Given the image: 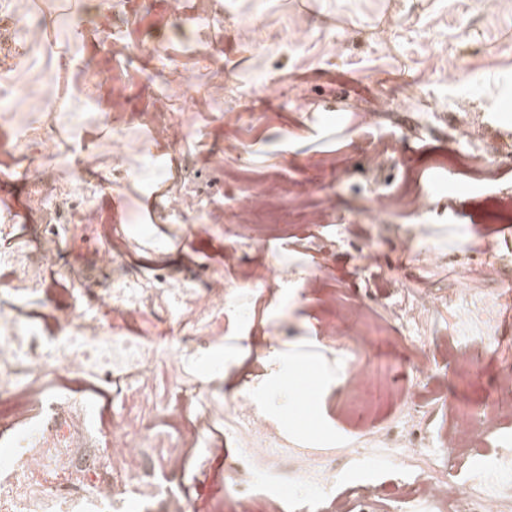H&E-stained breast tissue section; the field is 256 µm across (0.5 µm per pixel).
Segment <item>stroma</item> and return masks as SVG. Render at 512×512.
Returning a JSON list of instances; mask_svg holds the SVG:
<instances>
[{
  "instance_id": "1",
  "label": "stroma",
  "mask_w": 512,
  "mask_h": 512,
  "mask_svg": "<svg viewBox=\"0 0 512 512\" xmlns=\"http://www.w3.org/2000/svg\"><path fill=\"white\" fill-rule=\"evenodd\" d=\"M19 62L0 68V168L21 172L40 164L65 171L68 150L79 139L112 142L116 112H184L192 136L183 146L153 141L147 155L160 174L130 179L117 195L99 198L95 222L119 223L132 266L153 261L173 277L201 261L236 280L241 267L225 263L230 225L239 223L237 202L226 203L227 221L186 235L164 205L174 182L195 173L242 170L272 174L288 193L317 200L334 195L337 213L323 223L261 225L264 251L279 254L289 276L316 274L306 298L256 290L245 303L248 325L232 315L224 333L232 347L214 351L197 367L200 382L221 379L225 394H246L278 420L289 440L304 448H335L392 427L405 404L422 399L431 412L427 437L440 474L466 478L495 466L512 441V414L503 415L475 453L452 459L443 447L453 422L452 406L467 402L480 411L494 391L500 363L512 362V305L499 307L489 339L449 335L448 324L470 313V296L493 294L512 279V213L501 207L512 189V168L483 178L450 162L448 124L468 91L479 93L483 113L512 132V0H0ZM94 79L76 91L84 71ZM234 83L255 89L253 113L216 91L225 72ZM52 123L54 143L32 154L13 142V128ZM389 149L372 158L370 138ZM338 160L349 173L332 174ZM423 192L428 209L420 217L396 212L372 222L369 210L381 191ZM21 225L31 248L43 220L29 209L22 184L0 193V219ZM429 251L422 265L410 264L411 244ZM475 263L497 257L498 273L462 276L456 251ZM385 254L381 263L368 252ZM407 276L406 299L429 292L450 299L430 316L409 323L387 301L365 292L366 278ZM362 308L356 321L346 308ZM288 319L295 336L272 351L267 367H254L251 345ZM338 340H330V327ZM319 349V371L295 375L307 343ZM378 365L380 373L346 393L349 360ZM425 362L428 376L416 380L412 364ZM398 463L368 455L355 469L336 475L335 496L369 483L393 486ZM199 512H266L255 489L237 497L215 481Z\"/></svg>"
}]
</instances>
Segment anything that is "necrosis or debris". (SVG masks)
Instances as JSON below:
<instances>
[{
	"label": "necrosis or debris",
	"mask_w": 512,
	"mask_h": 512,
	"mask_svg": "<svg viewBox=\"0 0 512 512\" xmlns=\"http://www.w3.org/2000/svg\"><path fill=\"white\" fill-rule=\"evenodd\" d=\"M478 110V100L467 102L449 131L452 139L479 144L464 163L486 172L511 167L506 132ZM134 150L124 126L116 125L111 177L85 181L97 158L87 147L74 158L69 179L50 170L20 175L31 204L45 215L39 226L44 239L69 242L75 261L94 246L100 269L112 273L106 282L82 280L79 304L57 302L58 284L46 276L47 259L16 238L13 224L0 222V295L16 299L12 311L0 312V512H130L136 502L143 512L156 504L161 512H196L195 491L217 476L244 498L258 485L272 496L285 484L319 494L333 490L335 454L288 447L278 423L248 396L224 400L219 382L199 383L191 372L200 356L223 342L225 310L246 315L249 291L287 284L276 258L250 267L234 282L205 265L179 280L160 268L144 276L126 266L109 230L93 224L98 196L119 190L133 175L126 157ZM215 184L212 194L195 177L174 183L170 216L191 230L222 223L224 213L215 202L234 191L224 179ZM32 296L49 308L42 319L25 308ZM148 312L176 322L169 341L124 333V326ZM161 369L171 387L159 396L153 383ZM79 377L92 378L96 391L111 395V409L71 393L67 384ZM51 382L57 388L50 393ZM425 418L421 404H412L398 418L395 437L376 438L398 457L403 479L414 480L418 499L443 512H512V483L500 476L512 467V457L502 456L497 468L476 475L467 490L455 479L417 470L428 451ZM218 422L245 446L243 455L228 460L223 446L202 447ZM218 460L225 467L216 475L208 465ZM177 474L189 476L190 487L170 484Z\"/></svg>",
	"instance_id": "obj_1"
}]
</instances>
